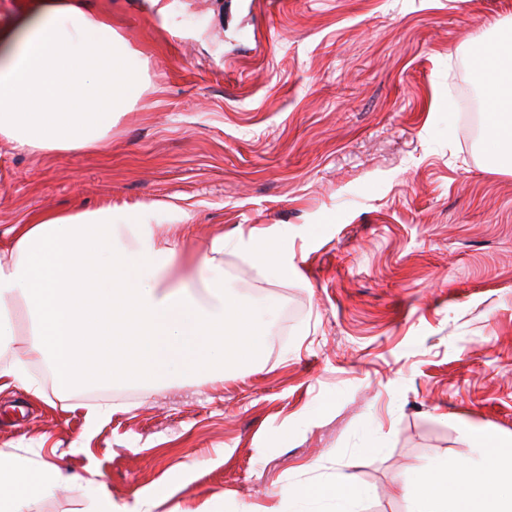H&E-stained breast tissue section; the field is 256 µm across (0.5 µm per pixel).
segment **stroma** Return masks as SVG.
<instances>
[{
	"label": "stroma",
	"instance_id": "35a3bbf8",
	"mask_svg": "<svg viewBox=\"0 0 512 512\" xmlns=\"http://www.w3.org/2000/svg\"><path fill=\"white\" fill-rule=\"evenodd\" d=\"M148 63L107 153L0 141V229L39 213L138 212L183 259L220 234L288 235L295 270L234 247L224 286L281 308L259 366L149 391L115 383L83 413L0 393V454L69 482L29 512H87L85 481L153 512H262L283 487L355 474L361 512L468 431L512 437V174L470 137L475 55L512 39V0H85Z\"/></svg>",
	"mask_w": 512,
	"mask_h": 512
}]
</instances>
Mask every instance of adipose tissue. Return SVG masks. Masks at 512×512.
<instances>
[{
	"mask_svg": "<svg viewBox=\"0 0 512 512\" xmlns=\"http://www.w3.org/2000/svg\"><path fill=\"white\" fill-rule=\"evenodd\" d=\"M486 132L504 150L512 171V43H499L480 61ZM145 74L104 15L81 0H42L35 20L23 22L7 56H0V140L32 151L105 152L115 120L129 106ZM262 233L237 234L236 249L262 273L287 277L293 257L281 244L264 257ZM224 238L216 236L198 258L206 296L190 284H172L176 249L137 214L109 206L43 214L0 234V356L24 306L30 323L25 354L0 359V391L20 386L46 392L30 367L51 364L55 395L89 387L84 357L103 352L96 301L116 298L130 275L133 314L114 311L113 332L135 344L136 363L151 385L165 377L195 375L232 359V344L256 341L268 313L253 311L246 325L224 299ZM472 454L451 464L435 459L417 468L400 493L406 512H512V437H470ZM55 465L34 467L0 455V512H28L31 501L65 482ZM368 489L340 472L329 482L286 487L288 502L330 503L349 512Z\"/></svg>",
	"mask_w": 512,
	"mask_h": 512,
	"instance_id": "ef3b65f1",
	"label": "adipose tissue"
}]
</instances>
